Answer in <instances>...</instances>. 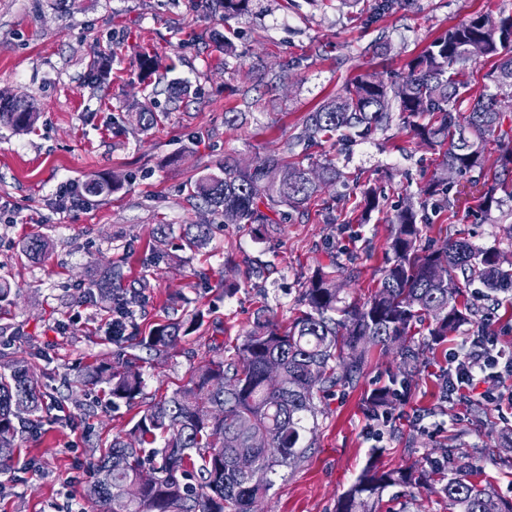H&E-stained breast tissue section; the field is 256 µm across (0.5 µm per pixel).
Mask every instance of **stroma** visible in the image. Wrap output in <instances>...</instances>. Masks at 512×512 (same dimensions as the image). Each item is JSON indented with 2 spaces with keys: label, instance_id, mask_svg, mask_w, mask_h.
Masks as SVG:
<instances>
[{
  "label": "stroma",
  "instance_id": "obj_1",
  "mask_svg": "<svg viewBox=\"0 0 512 512\" xmlns=\"http://www.w3.org/2000/svg\"><path fill=\"white\" fill-rule=\"evenodd\" d=\"M360 10L353 0H255L234 25L239 60L228 71L212 39L224 29L212 0H83L71 14L50 0H0V94L29 100L39 113L25 132L0 125V281L19 291L14 305L0 309V363L25 366L47 394L40 430L19 426L14 461L0 473V512H68L82 498L90 458L130 429L147 402L183 385L219 349L233 348L258 308L291 320L333 246L349 249V272L336 282L342 301L375 292L386 260V212L416 197L436 167L437 150L408 131H380L346 151L330 142L314 150L381 192L385 209L365 224L345 226L344 211H325L318 200L259 238L188 195L189 184L218 172L225 158L250 167L282 154L301 117L346 80L400 68L422 43L475 13H511L512 0H413L372 22ZM382 35L387 52L368 53ZM145 47L161 63L148 78L139 67ZM108 53L110 73L97 79L90 63ZM285 60L297 63L288 80L267 83L264 71ZM173 79L187 82V95L154 94L157 83ZM246 99L251 105L238 127L226 128L225 112ZM145 105L160 116L148 130L139 120ZM99 177L117 180L116 189L56 210L58 187ZM162 224L169 227L164 236ZM186 224L212 225L208 248H183ZM510 224L512 199L505 197L486 212L440 213L431 236L461 232L512 257L503 233ZM33 234L50 242L35 261L20 252ZM118 265L125 285L140 291L119 338L96 296L97 282ZM228 280L240 284L229 298ZM176 311L203 314L204 323L168 352L135 346ZM473 332L470 325L449 332L426 353L420 375L398 385L380 462L432 470L447 446L456 465L476 463L470 480L512 498V451L494 445L500 430L512 427V407L467 395L439 398L449 350ZM132 354L144 380L134 403L112 408L101 388L80 383L85 365L108 359L118 366ZM394 371V350L371 348L356 386L316 400L311 449L272 475L259 512H335L375 446L366 395Z\"/></svg>",
  "mask_w": 512,
  "mask_h": 512
}]
</instances>
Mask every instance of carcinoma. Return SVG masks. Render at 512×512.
<instances>
[{
	"instance_id": "carcinoma-1",
	"label": "carcinoma",
	"mask_w": 512,
	"mask_h": 512,
	"mask_svg": "<svg viewBox=\"0 0 512 512\" xmlns=\"http://www.w3.org/2000/svg\"><path fill=\"white\" fill-rule=\"evenodd\" d=\"M223 9L224 28L252 11L254 0H215ZM409 0H374L372 16L392 14ZM496 60L490 73L494 91L462 105L469 95L467 65ZM512 13L486 11L448 27L425 43L398 70L360 75L305 114L298 131L284 143L285 156L267 157L252 167L224 160L218 174L195 181L191 196L224 214L226 224L273 228L287 223L329 186L346 187L349 176L331 160H314L311 149L323 141L349 145L376 131L398 125L419 141L446 147L439 168L420 188L418 201L394 209L387 259L378 289L362 303L341 304L336 277L345 264L336 251L329 264L309 280L296 316L283 325L267 310L254 313L233 353L219 355L193 373L187 384L153 402L126 436L112 438L107 453L92 462L83 498L94 512H252L271 481L251 484L238 469L239 457H250L274 473L304 457L307 416L314 415V397L338 386H350L363 374L367 349L396 346L392 379L420 375L423 345L414 341L417 326L427 325L428 343L447 341L448 331L482 320V302L512 290V269L499 261L501 252L481 248L465 238L445 237L438 244L428 236L434 214L461 206L490 209L496 192L512 177ZM37 119L24 100L0 98V124L19 131ZM496 145V156L487 153ZM469 175L466 183L448 182V170ZM383 203L366 188L354 202L349 224H363ZM211 225L188 224L182 240L191 250L207 246ZM47 239L32 235L21 249L39 259ZM116 270L99 283L101 298L129 315L136 293L121 288ZM479 280L488 293L463 301L464 289ZM200 325V316L177 318L155 327L138 345L166 352ZM271 359L280 375L266 373ZM108 384L112 407L135 401L143 380L131 361L117 367L108 361L84 369L81 383ZM396 390L378 386L365 400L367 414L388 422ZM46 394L23 365L0 368V470L15 452L14 420H26L36 432ZM244 418L249 431L238 428ZM415 492L434 490L451 512H512L508 499L488 485L460 475H439L411 464L383 469L370 458L354 482L340 495L336 512H374L375 499L390 487Z\"/></svg>"
}]
</instances>
